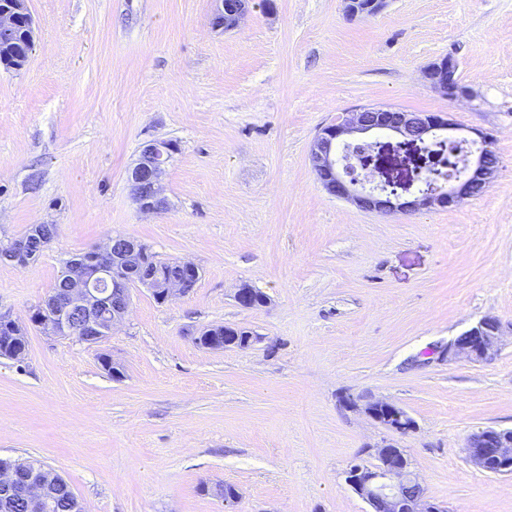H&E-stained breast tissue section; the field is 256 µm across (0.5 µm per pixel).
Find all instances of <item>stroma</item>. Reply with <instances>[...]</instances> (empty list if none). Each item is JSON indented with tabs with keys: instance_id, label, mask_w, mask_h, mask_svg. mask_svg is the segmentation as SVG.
<instances>
[{
	"instance_id": "35a3bbf8",
	"label": "stroma",
	"mask_w": 512,
	"mask_h": 512,
	"mask_svg": "<svg viewBox=\"0 0 512 512\" xmlns=\"http://www.w3.org/2000/svg\"><path fill=\"white\" fill-rule=\"evenodd\" d=\"M214 7L28 0L35 48L25 69L0 68V245L58 232L25 265L0 260V312L27 336L23 358L0 357V458L61 475L84 512H368L346 472L389 439L447 512H512V475L465 448L512 429V0H387L357 19L344 0H250L231 31L213 28ZM447 56L469 97L427 80ZM363 106L492 132L494 178L410 214L329 195L310 146ZM153 139L178 150L147 214L128 173ZM382 142L379 179L415 190L440 167ZM115 234L193 263L195 287L163 303L134 287L96 343L44 335L30 315L64 262ZM244 285L266 305L240 308ZM486 316L506 329L493 360L437 359ZM225 325L257 343H196ZM347 396L396 403L417 429L390 435Z\"/></svg>"
}]
</instances>
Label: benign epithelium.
Returning a JSON list of instances; mask_svg holds the SVG:
<instances>
[{
	"mask_svg": "<svg viewBox=\"0 0 512 512\" xmlns=\"http://www.w3.org/2000/svg\"><path fill=\"white\" fill-rule=\"evenodd\" d=\"M213 20L216 28H237L248 11V0H236L228 6L225 0H215ZM351 18L377 13L385 0H345ZM36 24L27 0H0V66L20 70L26 66L35 46ZM456 61L448 56L431 64L426 78L437 89L452 98L466 97L469 92L455 78ZM448 139L478 145L470 153L465 169L450 175L446 182H436L418 190L411 200H401L394 183L365 174L354 176L349 162L350 151L380 147L376 136L391 133L402 138L403 144H425L436 141L443 133ZM493 137L478 129H464L439 116L405 112L396 108L363 106L346 117L322 127L310 147V163L323 188L340 199L350 200L359 207L381 214L419 212L434 205L445 208L475 196L485 188L497 171L491 148ZM177 146L170 140L147 143L128 174V182L140 209L146 213L161 210L165 205L162 178L165 167ZM137 243L123 235L108 238L93 255L78 260L69 275V286L54 293L33 312L40 329L47 336L79 337L96 341L108 336L126 318L131 304L128 281L113 272L115 260L133 255ZM140 284L167 300L190 292L182 279L158 282L153 272L142 275ZM502 338L500 322L485 317L469 330L437 351L438 359L452 360L465 356L474 361H489L499 351ZM362 411L386 429L407 434L415 430L413 418L396 404L367 400ZM466 449L473 465L494 475H512V430L493 427L473 433ZM374 453L380 464L374 468L356 460L349 467L347 482L370 507V512H442L432 502L421 485L405 449L393 444L365 448ZM28 499L37 512H51L53 500L44 490L39 471L32 470L19 480L15 467L0 469V508L7 510L18 497Z\"/></svg>",
	"mask_w": 512,
	"mask_h": 512,
	"instance_id": "7a95c632",
	"label": "benign epithelium"
}]
</instances>
